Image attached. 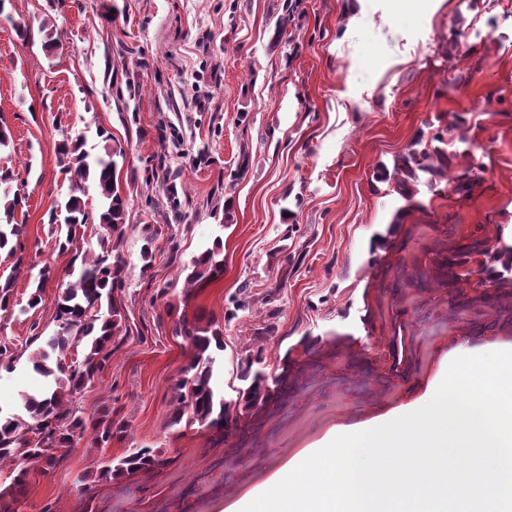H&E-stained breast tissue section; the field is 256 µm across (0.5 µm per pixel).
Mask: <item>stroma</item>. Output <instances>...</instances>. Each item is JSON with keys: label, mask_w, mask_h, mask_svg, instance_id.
<instances>
[{"label": "stroma", "mask_w": 512, "mask_h": 512, "mask_svg": "<svg viewBox=\"0 0 512 512\" xmlns=\"http://www.w3.org/2000/svg\"><path fill=\"white\" fill-rule=\"evenodd\" d=\"M47 19L62 41L49 55L14 30ZM0 118L14 139L0 164L27 198L23 254L0 253L17 306L0 312V339L17 355L0 371V413L26 417L37 391L30 339L53 335L68 280L72 255L48 222L70 192L62 136L92 146L104 129L124 149L116 178L130 222L120 248L129 334L73 399L126 429L103 448L76 440L47 472L0 459V481L28 471L20 512H225L330 431L444 377L470 325L485 324L489 347L512 343L502 309L454 308L433 265L472 235L493 248L512 241V0H6ZM442 131L449 177L477 168L481 181L467 197L420 185L408 206L377 169L412 142L433 149ZM146 224L157 232L147 271ZM216 242L223 274L187 285L191 261ZM44 269L42 302L26 310ZM184 321L223 331L215 376L229 401L246 357L273 376L302 339L346 342L227 439L173 421L183 409L174 385L193 357L174 332ZM398 333L401 375L389 371ZM143 447L161 450L163 465L100 477Z\"/></svg>", "instance_id": "35a3bbf8"}]
</instances>
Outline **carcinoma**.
Here are the masks:
<instances>
[{
  "label": "carcinoma",
  "mask_w": 512,
  "mask_h": 512,
  "mask_svg": "<svg viewBox=\"0 0 512 512\" xmlns=\"http://www.w3.org/2000/svg\"><path fill=\"white\" fill-rule=\"evenodd\" d=\"M43 51L51 53L59 47L60 38L50 22L39 28ZM101 147L95 152L85 149L82 138L67 136L57 145L62 169L70 175V192L60 205L66 232L58 240L61 251L75 250L80 265L70 266V280L57 301L54 321L56 332L46 341V347L36 353L33 369L43 377H53L39 396L27 398L25 408L31 421L13 415H0V458L39 459L45 468L59 465L64 455L60 448H69L75 439L92 430L94 443L103 446L112 436L123 431L120 422L105 414L88 419L83 411L69 404L66 397L87 388L102 374L112 356V341L128 335L123 322L124 309L120 302L125 288L124 261L118 253L119 242L125 232L126 205L115 178L117 158L123 152L112 147V137L105 130L97 131ZM418 143L408 152L396 157L393 167L382 168L381 177L394 180L400 195L408 203L417 195V185L426 183L431 188L448 180L451 155L448 149L435 148L428 152L417 149ZM14 170L0 168V251L10 256L23 251L20 236L23 225L17 221V212L25 207V198L13 191ZM94 192L98 201L97 212L89 210L84 197ZM98 222L107 231V238L115 239L111 248L101 252H82L76 247L80 241V228ZM154 230L143 229V245L140 257L143 269L152 268L155 260ZM437 274L448 288L452 304L463 309H476L498 302L497 293L462 285L461 274H481L480 285L500 288L512 282V245L504 244L491 251L479 237L452 247L448 253L434 261ZM224 271V258L220 245L205 249L192 261V271L187 276L190 284L215 279ZM190 340L194 359L186 372L189 376L180 380L176 392L182 403L191 410L189 423L198 422L228 438L240 427L242 420H251L285 396L289 377L300 371L301 361L291 354L283 359L281 372L269 376L261 369L253 368L247 359L241 368L239 380L243 386L237 389V399L230 404L217 396L213 383L212 351L224 348L223 333L219 329L198 328L182 322L175 329ZM83 347L82 357L74 356ZM236 413H231L230 407ZM163 464L160 453L150 448H139L122 457L113 466H106L105 473L118 478L133 472ZM26 473L12 478L0 488V512H19L17 505L26 494Z\"/></svg>",
  "instance_id": "cac0c4a2"
}]
</instances>
